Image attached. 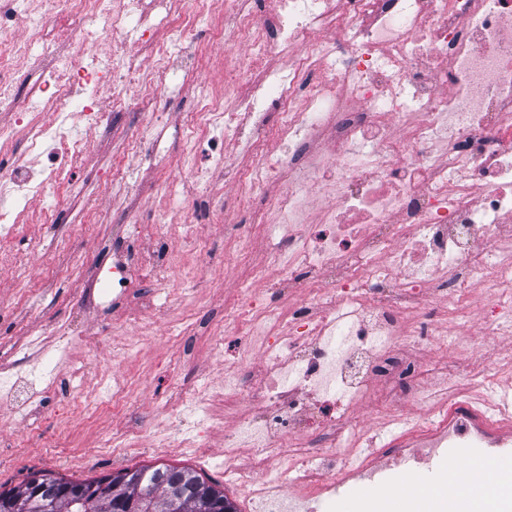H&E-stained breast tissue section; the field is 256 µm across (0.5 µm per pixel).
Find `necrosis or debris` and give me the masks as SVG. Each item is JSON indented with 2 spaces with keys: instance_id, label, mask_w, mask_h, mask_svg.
Instances as JSON below:
<instances>
[{
  "instance_id": "obj_1",
  "label": "necrosis or debris",
  "mask_w": 512,
  "mask_h": 512,
  "mask_svg": "<svg viewBox=\"0 0 512 512\" xmlns=\"http://www.w3.org/2000/svg\"><path fill=\"white\" fill-rule=\"evenodd\" d=\"M162 23L169 35L158 42ZM202 29L229 48L224 93L205 97L182 135L190 163L181 201L204 199L202 159L221 164L238 208L277 244L268 261L252 262L241 224L225 213V238L247 275L224 313L261 337L262 361L225 374L223 392L206 381L186 388L168 407L170 447H206V433L224 424L220 395L243 397L224 479L256 512H285L289 492L302 508L354 487L399 503L407 490L391 463L397 454L452 466L463 451L480 473L488 458L512 453V403L488 395L499 370L480 361L482 338L512 335V225L502 221L512 215V0H275L268 11L248 0H0V108L13 115L0 123V150L19 127L28 153L0 172V269L25 272L42 248L31 243L23 255L13 246L29 199L81 198L83 129L155 103L183 75ZM125 30L153 56L149 74L125 45L102 60L92 53ZM282 55L287 69L268 67ZM34 70L39 79L20 102L15 90ZM228 139L247 167L225 155ZM272 140L281 153L267 152ZM167 230L129 211L118 235L150 234L155 251L140 264L114 251L111 267L91 275L101 298L119 300L137 287L139 267L150 268L138 330L156 331L151 313L169 308L173 267L194 278L203 256L193 221L176 248ZM453 312L481 327L458 347L477 359L467 383L439 361L405 380L396 351L426 336L447 347L442 323ZM50 333L51 354L41 352L39 328L15 346L16 365L0 368V403L24 419L49 394L62 415L130 405L120 374L62 391L57 369L79 334L66 324ZM401 397L443 406L413 423L395 407ZM368 405L402 439L400 451L360 454L356 415ZM341 448L358 454L342 462Z\"/></svg>"
}]
</instances>
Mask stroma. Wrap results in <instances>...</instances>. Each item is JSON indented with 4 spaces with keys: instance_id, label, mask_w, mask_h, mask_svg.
I'll return each mask as SVG.
<instances>
[{
    "instance_id": "obj_1",
    "label": "stroma",
    "mask_w": 512,
    "mask_h": 512,
    "mask_svg": "<svg viewBox=\"0 0 512 512\" xmlns=\"http://www.w3.org/2000/svg\"><path fill=\"white\" fill-rule=\"evenodd\" d=\"M208 36H200L197 50L189 59L192 76L170 88L160 96L154 120V133L166 143L163 160L153 161L142 157L132 160L129 171L132 181L141 187L151 186L155 180L178 175L184 165L183 146L170 136L172 129L181 125L187 113L198 111L202 92L217 91L216 77L224 69V53L208 44ZM142 115L116 112L112 125L105 130L87 131L89 154L80 174L85 198L94 208L95 227L91 233L70 231L79 211V205L63 203L59 206V225L49 229L44 225L29 223L17 240L19 251H26L29 241L46 243L42 254L31 261L34 280L42 281L43 291L38 296L40 314H27L24 301L28 294L13 275L0 271V310L5 317L0 320V365L13 360L12 344L32 328L46 322L78 324L87 335L86 343L76 349L78 360L85 366L83 381L95 384L101 377L113 374V361L106 342L114 331L129 326L134 306L116 303L108 307H84L81 297L87 293L85 279L54 277L53 266L58 255L50 243L55 235H63L68 254L84 261L87 269L109 265L112 251L119 245L115 226L127 210L128 201L122 190L107 180L114 163L124 157L123 146L130 129L141 123ZM199 232L205 236L208 254L201 272L202 286L199 299L194 303L175 301L171 317L190 318L180 335L169 336L157 331L142 337L139 353L123 370L132 382L138 404L131 408L123 420L124 426L137 433L142 449L128 452L121 460H113L111 453L84 457L86 449L96 445L99 438L111 433L115 424L110 418L85 419L73 414L66 433H59L50 416L38 422L16 419L8 406L0 405V421L9 423L7 433H0V457L9 456L10 462L0 467V485L13 487L34 471L49 470L74 479L88 480L123 469L143 465H177L196 470L203 477L223 484L224 433L232 429L234 420H226L223 430L210 436L206 458H199L187 448H160L157 440L167 436L169 426L156 413L159 399L178 397L181 391L196 378L209 379L214 386H221L224 368L246 357L251 365L261 362L258 346L240 336L232 325H225L223 360L212 358L208 352L206 328L224 317V305L232 301L237 285L244 275L224 260L226 244L224 225L219 216L200 222Z\"/></svg>"
}]
</instances>
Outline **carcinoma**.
<instances>
[{
  "label": "carcinoma",
  "instance_id": "cac0c4a2",
  "mask_svg": "<svg viewBox=\"0 0 512 512\" xmlns=\"http://www.w3.org/2000/svg\"><path fill=\"white\" fill-rule=\"evenodd\" d=\"M123 480L113 486L112 497L94 495L92 487L98 479L73 481L51 472L41 476L48 480L41 498L48 512H113L115 498L131 506V512H200L203 498L211 493L216 497L218 512H237L232 501L215 483L202 479L194 470L186 467L145 465L134 470L119 472ZM31 480L0 492V512H14L13 506L26 502Z\"/></svg>",
  "mask_w": 512,
  "mask_h": 512
}]
</instances>
